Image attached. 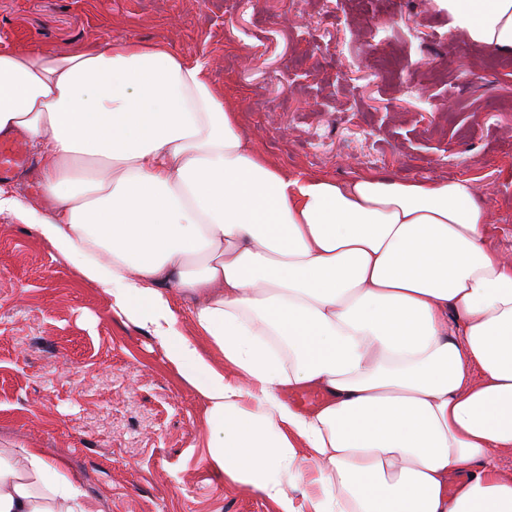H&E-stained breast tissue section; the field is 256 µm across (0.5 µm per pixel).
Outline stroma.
<instances>
[{"instance_id": "obj_1", "label": "stroma", "mask_w": 512, "mask_h": 512, "mask_svg": "<svg viewBox=\"0 0 512 512\" xmlns=\"http://www.w3.org/2000/svg\"><path fill=\"white\" fill-rule=\"evenodd\" d=\"M122 37L207 58L243 137L288 173L470 179L512 259V53L434 0H0V50ZM209 438L160 342L0 216V449H41L103 512H278L213 470Z\"/></svg>"}]
</instances>
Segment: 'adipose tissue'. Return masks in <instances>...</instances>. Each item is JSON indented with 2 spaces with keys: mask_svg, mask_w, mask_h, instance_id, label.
I'll return each mask as SVG.
<instances>
[{
  "mask_svg": "<svg viewBox=\"0 0 512 512\" xmlns=\"http://www.w3.org/2000/svg\"><path fill=\"white\" fill-rule=\"evenodd\" d=\"M437 2L512 53V0ZM12 137L51 208L0 186V215L152 331L206 404L215 470L279 512H512V261L469 180L288 174L240 134L206 60L128 38L0 50ZM177 296L235 381L179 332ZM308 387L315 411L282 397ZM300 442L302 508L276 476ZM17 453L0 512H102L41 449Z\"/></svg>",
  "mask_w": 512,
  "mask_h": 512,
  "instance_id": "adipose-tissue-1",
  "label": "adipose tissue"
}]
</instances>
